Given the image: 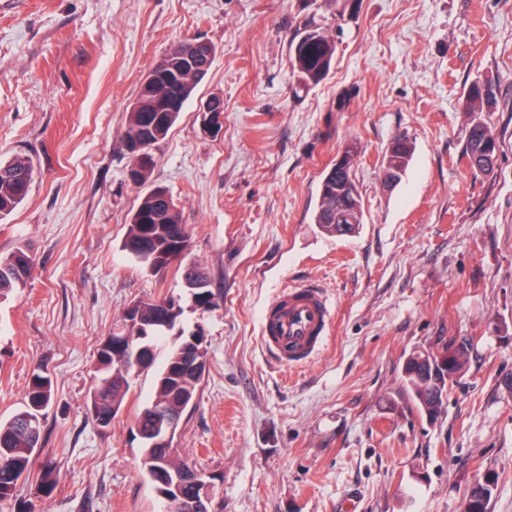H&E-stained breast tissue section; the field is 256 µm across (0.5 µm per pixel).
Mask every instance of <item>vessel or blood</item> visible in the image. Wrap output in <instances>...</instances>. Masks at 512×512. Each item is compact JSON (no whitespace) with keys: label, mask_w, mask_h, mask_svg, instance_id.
<instances>
[{"label":"vessel or blood","mask_w":512,"mask_h":512,"mask_svg":"<svg viewBox=\"0 0 512 512\" xmlns=\"http://www.w3.org/2000/svg\"><path fill=\"white\" fill-rule=\"evenodd\" d=\"M335 317L326 295L301 286L284 291L263 317L265 343L287 367L309 362L332 335Z\"/></svg>","instance_id":"vessel-or-blood-1"}]
</instances>
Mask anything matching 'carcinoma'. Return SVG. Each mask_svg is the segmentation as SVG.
<instances>
[{
	"label": "carcinoma",
	"mask_w": 512,
	"mask_h": 512,
	"mask_svg": "<svg viewBox=\"0 0 512 512\" xmlns=\"http://www.w3.org/2000/svg\"><path fill=\"white\" fill-rule=\"evenodd\" d=\"M336 42L327 35L324 28L314 22H307L290 41V64L293 75L303 86L317 85L329 74L336 56ZM198 82H182L172 74L165 80L167 92L190 101ZM162 89L139 86L133 105L139 109H129L122 132L124 143L141 138V121L144 113L161 109L158 96ZM496 100L495 87L490 82L472 83L465 95V110L481 112ZM180 113H174L168 124L142 142L144 151L154 156L155 147L164 140L175 125ZM499 150V139L493 128L485 122L473 123L468 131L466 155L471 165L480 171L493 169ZM343 165L331 166L324 171L320 181L319 202L313 214V223L320 229L336 237L353 233V228L345 218V211L357 203H362L361 194L355 181L354 171L357 147L348 145L342 152ZM411 160V148L407 137L396 136L388 144L383 159L384 172L395 168L406 173ZM34 178V163L28 156H15L6 161L0 160V216L16 209L28 196ZM183 245V253H189L191 236L187 225L181 222L177 205L169 191L156 186L145 192L132 211L122 250L131 255L144 267H149L144 255L148 252ZM34 260L25 246L18 247L8 254L0 255V299L7 297L17 288H23L32 276ZM186 281L199 285L198 291L209 296L206 304L215 305L214 293L210 289L207 274L196 264L183 267ZM112 331L130 339L132 346L147 343L151 356H156L159 336L148 339L136 335L124 318L113 324ZM186 357L183 343L167 350L165 360L155 376L153 398L147 402L135 419V426L147 440L156 437L157 423L152 408L166 403L175 421L195 405L203 377L188 378L185 368ZM403 378L412 399L420 411L430 420L435 419L432 409L436 401L446 393L448 370L435 369L424 353H414L407 358L403 368ZM132 370L128 365L127 353L112 352V349L97 350L93 386L87 394V406L92 422L100 427L112 424L121 410L130 388ZM53 398V385L49 375L41 365H36L31 373L24 407L6 420H0V504H8L18 497L19 481L30 471L34 455L40 451L41 422L44 411ZM167 449L156 445L149 447L141 442V469L154 488H159L157 461L164 458Z\"/></svg>",
	"instance_id": "1"
}]
</instances>
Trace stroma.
<instances>
[{
  "label": "stroma",
  "mask_w": 512,
  "mask_h": 512,
  "mask_svg": "<svg viewBox=\"0 0 512 512\" xmlns=\"http://www.w3.org/2000/svg\"><path fill=\"white\" fill-rule=\"evenodd\" d=\"M336 41L320 84L299 85L289 43L305 21ZM203 38L214 62L146 183L122 139L142 76L173 44ZM497 85L484 112L465 89ZM224 102L219 135L201 102ZM500 140L492 172L466 156L472 121ZM413 158L383 185L384 151ZM363 222H312L323 171L348 143ZM31 157L26 200L0 217V254L26 245V287L0 301V418L44 365L53 400L42 450L0 512H162L141 471L134 417L154 372L132 378L106 428L87 417L101 341L137 300L178 299L203 328L207 369L173 440L209 476V512H463L486 473L489 512H512V0H0V159ZM169 190L189 261L218 305H194L178 265L122 251L147 187ZM324 288L335 331L306 365L267 352L266 307ZM467 342L436 421L403 380L415 352ZM410 160L411 148L407 137L401 135L394 137L388 144L383 159L384 183L387 188H390L401 181L403 175L406 173ZM393 168L398 169L401 173L398 175V182L390 185L387 184L385 176L389 177L388 172Z\"/></svg>",
  "instance_id": "stroma-1"
}]
</instances>
